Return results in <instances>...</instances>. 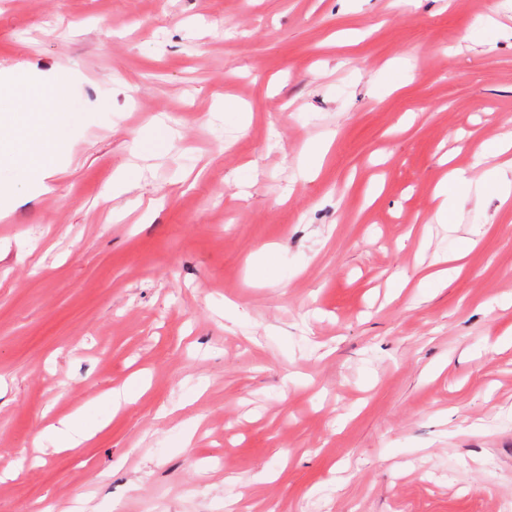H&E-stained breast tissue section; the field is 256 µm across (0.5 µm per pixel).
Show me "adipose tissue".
<instances>
[{
  "instance_id": "1",
  "label": "adipose tissue",
  "mask_w": 512,
  "mask_h": 512,
  "mask_svg": "<svg viewBox=\"0 0 512 512\" xmlns=\"http://www.w3.org/2000/svg\"><path fill=\"white\" fill-rule=\"evenodd\" d=\"M71 74L15 66L0 77V126L15 138L0 144L12 166L37 187H44L51 158L67 148V120L73 110Z\"/></svg>"
}]
</instances>
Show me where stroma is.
Instances as JSON below:
<instances>
[{
    "label": "stroma",
    "mask_w": 512,
    "mask_h": 512,
    "mask_svg": "<svg viewBox=\"0 0 512 512\" xmlns=\"http://www.w3.org/2000/svg\"><path fill=\"white\" fill-rule=\"evenodd\" d=\"M19 63L76 111L0 218V512H512V207L434 197L512 135V0H0ZM472 180L466 177L462 170H452L438 184L435 198H441L436 212V220L439 224L451 227L453 217L456 214V199L448 193V183L450 184H468ZM75 422V416L64 417L59 420V427H55L53 430L56 436L63 438L67 442L66 448H77L83 442L93 437V433H85Z\"/></svg>",
    "instance_id": "35a3bbf8"
}]
</instances>
